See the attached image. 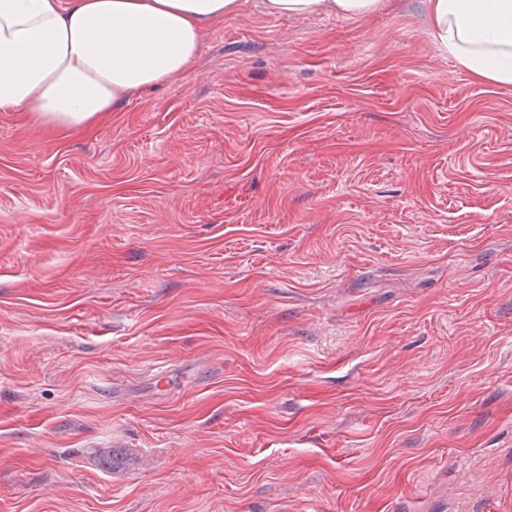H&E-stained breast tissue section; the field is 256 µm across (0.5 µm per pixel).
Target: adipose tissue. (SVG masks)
Listing matches in <instances>:
<instances>
[{
    "instance_id": "obj_1",
    "label": "adipose tissue",
    "mask_w": 512,
    "mask_h": 512,
    "mask_svg": "<svg viewBox=\"0 0 512 512\" xmlns=\"http://www.w3.org/2000/svg\"><path fill=\"white\" fill-rule=\"evenodd\" d=\"M383 0H265L278 16L360 19ZM239 0H0V112L89 126L132 94L182 76L202 30ZM435 36L481 83L512 87V0H430Z\"/></svg>"
}]
</instances>
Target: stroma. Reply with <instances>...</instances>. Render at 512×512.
<instances>
[{"label": "stroma", "instance_id": "35a3bbf8", "mask_svg": "<svg viewBox=\"0 0 512 512\" xmlns=\"http://www.w3.org/2000/svg\"><path fill=\"white\" fill-rule=\"evenodd\" d=\"M0 512H512V87L428 0L0 112Z\"/></svg>", "mask_w": 512, "mask_h": 512}]
</instances>
